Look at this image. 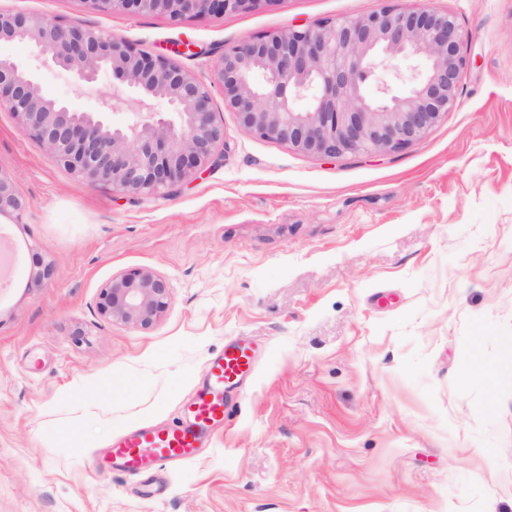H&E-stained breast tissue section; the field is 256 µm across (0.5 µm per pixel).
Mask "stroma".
<instances>
[{"mask_svg":"<svg viewBox=\"0 0 512 512\" xmlns=\"http://www.w3.org/2000/svg\"><path fill=\"white\" fill-rule=\"evenodd\" d=\"M387 6L450 12L469 35L457 109L396 153L246 135L217 92L223 163L132 197L68 172L0 109V174L25 203L21 222L0 217L19 248L0 290V512H512V0H278L177 23L0 0L207 83L242 38ZM40 84L85 105L131 96L54 67ZM132 269L170 288L147 331L97 309ZM232 339L256 370L196 460L94 472L114 437L173 423ZM476 352L493 381L461 384Z\"/></svg>","mask_w":512,"mask_h":512,"instance_id":"obj_1","label":"stroma"}]
</instances>
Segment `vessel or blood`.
<instances>
[{"mask_svg":"<svg viewBox=\"0 0 512 512\" xmlns=\"http://www.w3.org/2000/svg\"><path fill=\"white\" fill-rule=\"evenodd\" d=\"M255 359L241 342L225 345L222 355L203 368L204 386L186 405L181 421L173 426H142L114 440L98 459L97 472H146L157 464H180L195 459L207 434L224 421V389L228 382L250 376Z\"/></svg>","mask_w":512,"mask_h":512,"instance_id":"obj_1","label":"vessel or blood"}]
</instances>
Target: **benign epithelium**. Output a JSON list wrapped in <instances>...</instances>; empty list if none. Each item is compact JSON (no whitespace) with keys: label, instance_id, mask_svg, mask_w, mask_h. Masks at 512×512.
<instances>
[{"label":"benign epithelium","instance_id":"benign-epithelium-1","mask_svg":"<svg viewBox=\"0 0 512 512\" xmlns=\"http://www.w3.org/2000/svg\"><path fill=\"white\" fill-rule=\"evenodd\" d=\"M104 12L223 15L279 0H90ZM468 35L449 12L384 7L362 17L323 19L261 37H245L224 51L205 83L163 57L135 50L127 41L39 16L0 11V47L21 42L35 59L91 84L110 75L131 92L167 102L166 112H134L112 123L117 103L97 108L42 94L36 68L0 52V108L12 112L24 134L68 171L131 196L152 195L197 177L218 162L225 145L212 87L248 135L285 144L316 157L343 158L398 152L423 138L458 105ZM419 58L423 68L407 90L391 92L381 72ZM307 105L302 106L300 102ZM25 204L0 174V216L22 219ZM167 280L134 269L102 289L104 318L151 329L168 309Z\"/></svg>","mask_w":512,"mask_h":512}]
</instances>
